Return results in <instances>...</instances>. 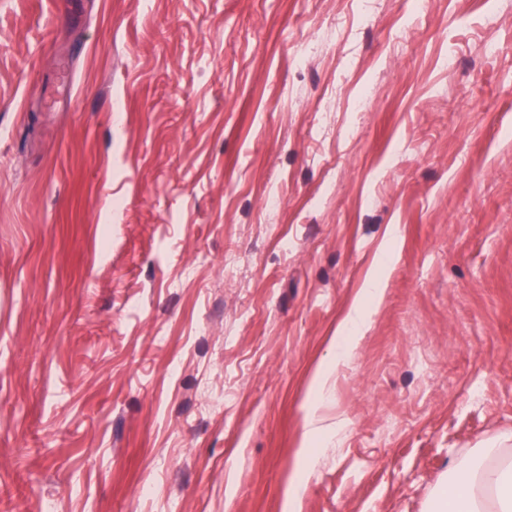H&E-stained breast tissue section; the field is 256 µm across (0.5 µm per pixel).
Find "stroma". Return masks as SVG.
Masks as SVG:
<instances>
[{
	"instance_id": "stroma-1",
	"label": "stroma",
	"mask_w": 512,
	"mask_h": 512,
	"mask_svg": "<svg viewBox=\"0 0 512 512\" xmlns=\"http://www.w3.org/2000/svg\"><path fill=\"white\" fill-rule=\"evenodd\" d=\"M510 433L512 0H0V512H433ZM378 281L373 278L364 297L356 303L348 314L339 335L336 336V368L347 360L352 350L364 335L368 326L367 303L375 302L381 296L382 290L377 288ZM335 370L334 364H326L316 373L310 385L309 407L304 416L303 447H309L310 440L321 433L315 425V416L320 405L330 397L329 379ZM304 461L300 466L297 474L290 480L288 484V502L295 504L302 496L305 489L304 473L310 470L309 460L312 453V448H302Z\"/></svg>"
}]
</instances>
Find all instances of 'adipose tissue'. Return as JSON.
I'll use <instances>...</instances> for the list:
<instances>
[{
	"label": "adipose tissue",
	"instance_id": "adipose-tissue-1",
	"mask_svg": "<svg viewBox=\"0 0 512 512\" xmlns=\"http://www.w3.org/2000/svg\"><path fill=\"white\" fill-rule=\"evenodd\" d=\"M370 280L362 301L348 314L336 338V362L347 360L368 326V302L380 298ZM436 512H512V439L500 436L494 447L453 468L448 484L434 498Z\"/></svg>",
	"mask_w": 512,
	"mask_h": 512
}]
</instances>
